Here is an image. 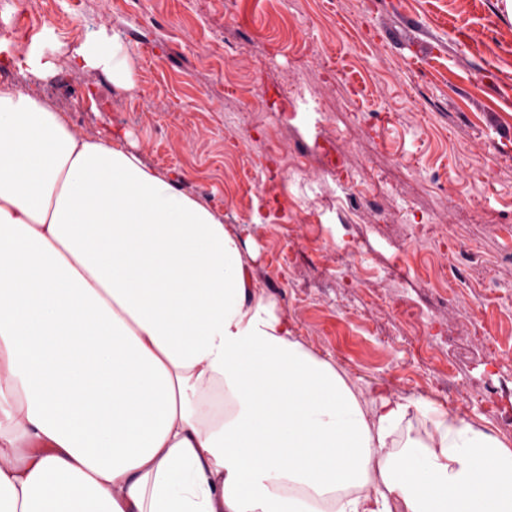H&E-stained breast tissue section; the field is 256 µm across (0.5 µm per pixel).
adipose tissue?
Returning <instances> with one entry per match:
<instances>
[{"label":"adipose tissue","instance_id":"adipose-tissue-1","mask_svg":"<svg viewBox=\"0 0 512 512\" xmlns=\"http://www.w3.org/2000/svg\"><path fill=\"white\" fill-rule=\"evenodd\" d=\"M68 64L130 78L102 34ZM0 512H512V445L356 390L237 225L3 85Z\"/></svg>","mask_w":512,"mask_h":512}]
</instances>
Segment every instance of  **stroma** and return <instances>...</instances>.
I'll return each mask as SVG.
<instances>
[{"label":"stroma","instance_id":"obj_1","mask_svg":"<svg viewBox=\"0 0 512 512\" xmlns=\"http://www.w3.org/2000/svg\"><path fill=\"white\" fill-rule=\"evenodd\" d=\"M80 28L11 33L24 69L112 36L131 79L58 65L30 87L84 138L127 136L256 253L255 275L301 339L358 386L425 397L512 441L484 400L512 394V11L506 0H73ZM467 25L483 54L463 48ZM290 136L336 174L276 176L268 139L284 92ZM372 191L352 220L346 196ZM446 269L453 291L438 297Z\"/></svg>","mask_w":512,"mask_h":512}]
</instances>
